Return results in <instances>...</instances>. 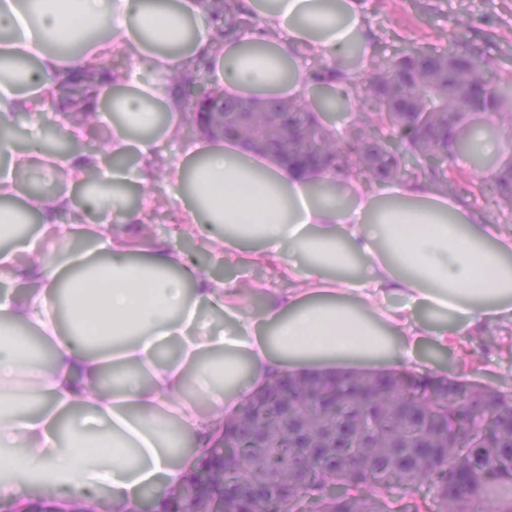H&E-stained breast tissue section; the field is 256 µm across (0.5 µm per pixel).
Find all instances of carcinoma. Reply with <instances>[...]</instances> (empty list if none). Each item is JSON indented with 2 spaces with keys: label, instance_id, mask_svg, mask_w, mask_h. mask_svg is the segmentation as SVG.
Wrapping results in <instances>:
<instances>
[{
  "label": "carcinoma",
  "instance_id": "cac0c4a2",
  "mask_svg": "<svg viewBox=\"0 0 512 512\" xmlns=\"http://www.w3.org/2000/svg\"><path fill=\"white\" fill-rule=\"evenodd\" d=\"M348 66L359 71L360 90L373 99L376 112H359L337 124L308 100L288 105L269 96L262 111L299 139L288 164L335 180L342 173L366 183L425 177L451 182L448 157L472 150V120L484 115L512 134V81L492 78L494 63L467 46L435 52L412 45L390 59L352 55ZM337 65L319 64L310 79L313 95L340 77ZM194 79L200 90L187 103L190 118L224 104V128L237 124L236 113L248 100L227 98L210 86L209 71ZM498 204L512 211V160L499 172ZM325 384L336 399L329 411L319 401L283 410L269 400L255 410L244 406L239 419L262 420L266 440L236 435L223 452L239 467L224 472V483L259 481L269 492L252 512H404L393 495L396 486L426 488L428 512H512V395L465 380L403 370L360 371L332 377H292ZM476 403L462 417L455 403ZM420 415H405L404 405ZM331 435L314 464V473L285 500L275 493L292 483L303 446L320 431ZM448 432V447L435 439Z\"/></svg>",
  "mask_w": 512,
  "mask_h": 512
}]
</instances>
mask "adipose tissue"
<instances>
[{
	"instance_id": "1",
	"label": "adipose tissue",
	"mask_w": 512,
	"mask_h": 512,
	"mask_svg": "<svg viewBox=\"0 0 512 512\" xmlns=\"http://www.w3.org/2000/svg\"><path fill=\"white\" fill-rule=\"evenodd\" d=\"M242 4L256 30L226 31L211 0H0V60L25 63L17 74L0 67V280H38L21 295L0 290V500L24 502L38 487L57 512L103 498L125 512L146 489L181 485L204 454L184 451L185 439L219 431L288 367L394 362L421 373L423 340L444 344L512 314V230L450 190L396 179L376 193L346 178L323 191L219 132L183 135L181 83L200 64L226 96L301 100L313 62L371 41L359 0ZM118 49L130 63L112 83L102 62ZM75 77L86 93L65 109L111 126L106 152L83 149L78 122L61 128L64 153L36 136L14 146V124ZM166 146L167 235H116L114 219L148 220L155 196L130 201L118 169L109 194L86 191L88 178L106 157L130 155L149 183ZM58 174L83 198L42 193ZM20 222L55 225V251L37 239L13 249ZM87 224L94 249L80 254L72 244ZM184 236L200 239L210 264L173 247ZM241 264L276 267L286 288L246 290L215 271ZM206 311L223 316L222 330L200 333ZM16 324L51 347L52 362Z\"/></svg>"
}]
</instances>
